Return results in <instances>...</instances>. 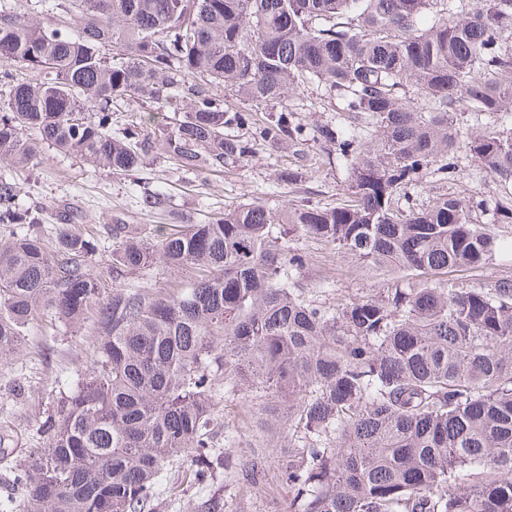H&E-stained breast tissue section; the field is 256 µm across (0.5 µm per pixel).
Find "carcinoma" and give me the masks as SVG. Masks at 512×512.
Segmentation results:
<instances>
[{"instance_id":"1","label":"carcinoma","mask_w":512,"mask_h":512,"mask_svg":"<svg viewBox=\"0 0 512 512\" xmlns=\"http://www.w3.org/2000/svg\"><path fill=\"white\" fill-rule=\"evenodd\" d=\"M38 3L44 21L0 0V362L44 316L76 327L91 311L98 338L93 365L58 381L44 447L14 472L23 512H159L156 488L176 463L197 485L226 472L256 484L270 457L289 512H512V279H426L331 308L303 285L308 256L289 246L310 236L362 271L493 260L484 200L398 201L432 167L453 172L462 152L506 190L495 221L512 224V0ZM309 83L367 119L369 137L299 122L288 94ZM172 88L185 115L160 150L177 169L221 172L259 144L314 140L345 160V196L329 207L253 202L149 236L109 224L115 276L199 275L177 293L105 297L94 241L58 211L49 245L12 172L40 164L45 146L95 171L139 168L150 137L136 121L112 134V103L161 104ZM226 90L271 111L258 123L217 102ZM463 108L497 125L464 134ZM220 374L226 393L273 399L245 457L232 433L215 452ZM278 431L288 444L263 448ZM193 510L224 512L221 488Z\"/></svg>"}]
</instances>
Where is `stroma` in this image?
<instances>
[{"instance_id": "1", "label": "stroma", "mask_w": 512, "mask_h": 512, "mask_svg": "<svg viewBox=\"0 0 512 512\" xmlns=\"http://www.w3.org/2000/svg\"><path fill=\"white\" fill-rule=\"evenodd\" d=\"M288 107L301 122L311 126L330 121L344 125L351 122L349 113L339 110L337 103L323 97L320 88L313 84L292 91ZM183 115L175 100L147 108L120 100L112 105V127L118 130L145 117L149 120V132L159 134L174 126ZM302 150V157L297 158L291 152L262 145L248 166L228 164L223 171L197 175L176 169L159 154L131 172H95L78 158L48 148L42 164L18 173L15 181L23 206H42L50 213L63 208L73 211L79 229L96 241L91 269L102 278L105 289L145 282L176 291L189 285L192 272L153 268L142 274L113 277V245L106 225L138 224L147 233L156 225L178 219L202 223L218 212L257 201L273 209L302 201L322 206L336 204L347 185L346 168L337 158L329 157L321 144L311 141ZM287 168L298 169L297 184L280 181L281 171ZM158 191L165 194L162 204L147 206L146 198ZM442 193L479 195L491 202L501 196L486 170L462 158L453 173L435 171L424 176L418 187L409 189L401 204L422 208ZM481 221L493 224L498 238L507 243V250L482 268L448 271L444 282L479 287L503 277L512 278V224H494L488 212ZM291 245L309 257L305 283L323 289L324 299L331 305L351 294L382 291L396 281L411 285L420 280L415 272L402 269L356 271L349 254L305 237L292 238ZM96 339L93 318H86L77 327L46 318L34 324L14 359L0 363V429L8 430L13 437L12 447L0 455V498L10 496L15 503H22L24 493L13 484V472L32 449L43 443L39 426L55 406L58 379L76 377L90 365ZM17 382L25 387V395L20 399L9 393ZM267 405V400L243 392L217 396L215 429L235 430L242 436V445H249L255 439L256 423L264 416ZM276 474L277 463L272 460L259 484L226 482L225 512H288V489L278 483Z\"/></svg>"}]
</instances>
